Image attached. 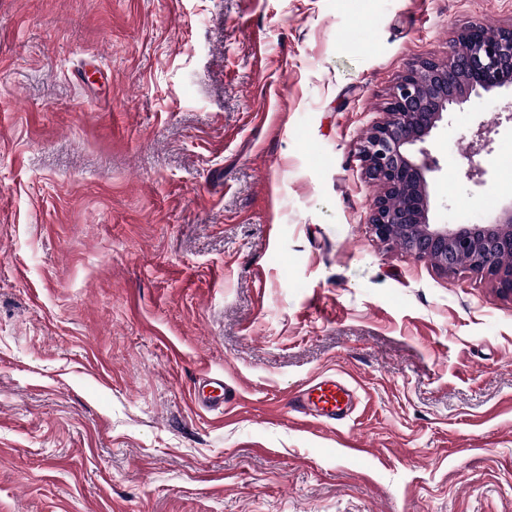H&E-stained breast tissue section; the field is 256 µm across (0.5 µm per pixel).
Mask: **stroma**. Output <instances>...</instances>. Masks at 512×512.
I'll use <instances>...</instances> for the list:
<instances>
[{"label": "stroma", "instance_id": "obj_1", "mask_svg": "<svg viewBox=\"0 0 512 512\" xmlns=\"http://www.w3.org/2000/svg\"><path fill=\"white\" fill-rule=\"evenodd\" d=\"M475 22L512 0H0V512H512V297L381 241L358 153ZM507 112L427 139L431 223L512 204ZM323 373L332 427L285 407ZM354 399L355 390L349 383L335 374H322L296 391L288 405L303 422L331 425L348 415ZM203 384H205V387H211V389L205 391L203 387L201 391L193 392L194 405L201 410L223 412L224 407L236 400L238 396L235 387L222 378L205 377Z\"/></svg>", "mask_w": 512, "mask_h": 512}]
</instances>
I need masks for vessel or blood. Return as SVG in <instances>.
Returning a JSON list of instances; mask_svg holds the SVG:
<instances>
[{"mask_svg":"<svg viewBox=\"0 0 512 512\" xmlns=\"http://www.w3.org/2000/svg\"><path fill=\"white\" fill-rule=\"evenodd\" d=\"M204 390L194 392L195 406L204 411H223L237 398L235 387L224 379L205 378ZM355 398L354 388L333 374H322L296 391L288 405L295 415L305 422L329 425L343 420Z\"/></svg>","mask_w":512,"mask_h":512,"instance_id":"b4317fda","label":"vessel or blood"}]
</instances>
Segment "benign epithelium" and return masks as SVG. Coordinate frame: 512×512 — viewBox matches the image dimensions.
<instances>
[{
    "instance_id": "7a95c632",
    "label": "benign epithelium",
    "mask_w": 512,
    "mask_h": 512,
    "mask_svg": "<svg viewBox=\"0 0 512 512\" xmlns=\"http://www.w3.org/2000/svg\"><path fill=\"white\" fill-rule=\"evenodd\" d=\"M512 80V27L462 29L448 59L410 64L393 87L384 118L373 125L359 154L380 193L369 204L368 223L382 241L399 245L446 274L481 273L512 296V204L490 224H432L429 179L437 171L424 149L444 111L473 94Z\"/></svg>"
}]
</instances>
